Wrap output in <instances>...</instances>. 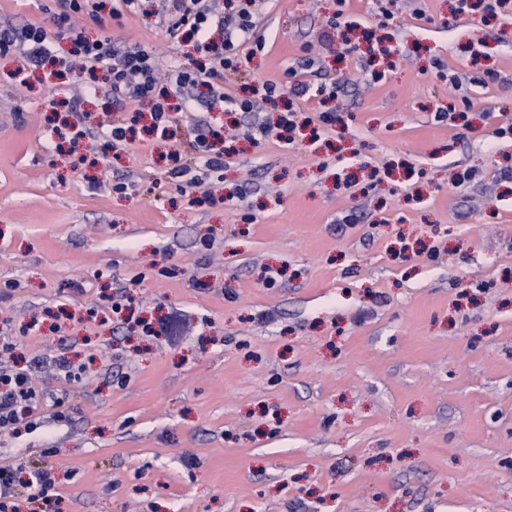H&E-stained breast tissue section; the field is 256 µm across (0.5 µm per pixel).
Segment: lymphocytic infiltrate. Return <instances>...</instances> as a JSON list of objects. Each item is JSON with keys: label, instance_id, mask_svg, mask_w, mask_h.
Masks as SVG:
<instances>
[{"label": "lymphocytic infiltrate", "instance_id": "1", "mask_svg": "<svg viewBox=\"0 0 512 512\" xmlns=\"http://www.w3.org/2000/svg\"><path fill=\"white\" fill-rule=\"evenodd\" d=\"M56 16L72 46L60 54L54 50L42 27L30 24L19 29L0 32V56L22 54L24 61L38 67L44 63L59 65L63 75L79 80H101L114 105L129 101H149V121L152 129L164 138H176L171 154L170 170L177 193L197 202L201 185L195 173L196 164L211 171L224 167L222 153L213 149L212 142L222 132L208 120H200L187 129L184 139H177L175 116L191 109L192 91L197 86L209 87L208 108L222 107L224 76L241 67L243 49L251 53L264 51L266 41L255 33L256 24L249 4L231 12H218L206 0H161L160 13L166 31L172 38L193 40L203 51V58L187 57L160 77L153 52L140 44L117 46L106 40H92L72 21L75 14L96 15L100 0H59ZM17 343L10 337L0 338V433L17 436L40 427V408L46 395L34 384L35 371L52 366L67 383L80 385L83 364L73 362L65 354L51 358L32 357L27 367L17 365ZM57 478L44 467H0V512H14L17 501L40 503L41 512H53Z\"/></svg>", "mask_w": 512, "mask_h": 512}]
</instances>
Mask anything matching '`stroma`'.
<instances>
[{
	"label": "stroma",
	"instance_id": "35a3bbf8",
	"mask_svg": "<svg viewBox=\"0 0 512 512\" xmlns=\"http://www.w3.org/2000/svg\"><path fill=\"white\" fill-rule=\"evenodd\" d=\"M454 4L391 0L378 35L402 55L370 66L320 47L335 0H264L266 47L226 94L289 66L351 82L330 125L295 99L290 143L251 140L277 108L222 113L203 204L174 190L172 141L139 130L113 153L107 126L131 109L104 86L45 68L21 84L22 59L0 58V330L86 365L78 388L40 374L64 416L0 435V463L55 466L59 512H512V15ZM113 5L77 17L87 38L166 71L193 53L156 0ZM58 11L0 0V30L32 23L65 49ZM72 99L94 132L75 144L51 107ZM451 104L466 118L437 120ZM103 295L187 327L140 335Z\"/></svg>",
	"mask_w": 512,
	"mask_h": 512
}]
</instances>
